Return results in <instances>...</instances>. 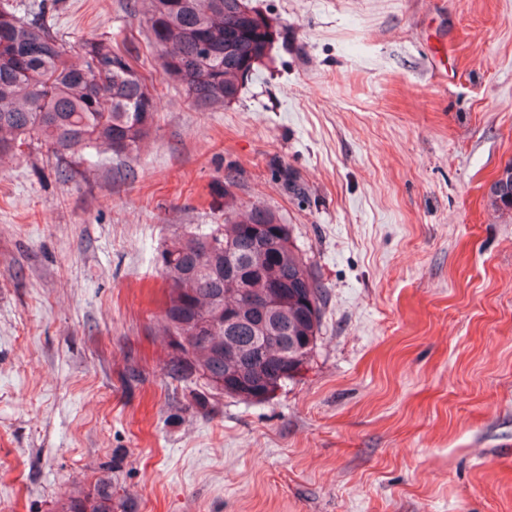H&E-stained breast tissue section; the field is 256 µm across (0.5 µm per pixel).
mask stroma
Wrapping results in <instances>:
<instances>
[{"instance_id": "1", "label": "stroma", "mask_w": 512, "mask_h": 512, "mask_svg": "<svg viewBox=\"0 0 512 512\" xmlns=\"http://www.w3.org/2000/svg\"><path fill=\"white\" fill-rule=\"evenodd\" d=\"M15 2L66 43L124 37L159 108L71 181L37 143L0 168V512L101 476L126 512H512V212L488 205L512 0H256L275 41L213 110L162 74L140 0ZM227 190L289 224L328 298L295 381L196 411L157 256Z\"/></svg>"}]
</instances>
